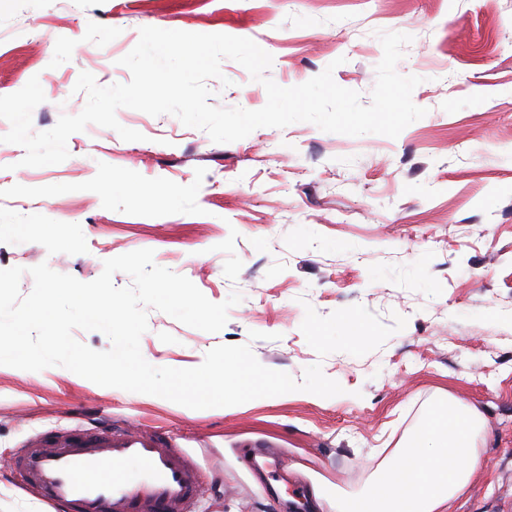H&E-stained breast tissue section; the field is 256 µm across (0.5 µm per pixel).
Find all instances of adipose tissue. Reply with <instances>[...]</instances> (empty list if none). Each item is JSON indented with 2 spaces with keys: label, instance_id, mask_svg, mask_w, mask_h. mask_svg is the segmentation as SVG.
Listing matches in <instances>:
<instances>
[{
  "label": "adipose tissue",
  "instance_id": "ef3b65f1",
  "mask_svg": "<svg viewBox=\"0 0 512 512\" xmlns=\"http://www.w3.org/2000/svg\"><path fill=\"white\" fill-rule=\"evenodd\" d=\"M479 416L464 401L426 412L403 447L395 449L362 497L312 492L316 512H451L467 489L479 457Z\"/></svg>",
  "mask_w": 512,
  "mask_h": 512
}]
</instances>
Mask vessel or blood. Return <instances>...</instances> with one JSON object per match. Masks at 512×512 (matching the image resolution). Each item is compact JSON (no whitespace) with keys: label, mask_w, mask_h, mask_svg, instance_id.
Wrapping results in <instances>:
<instances>
[{"label":"vessel or blood","mask_w":512,"mask_h":512,"mask_svg":"<svg viewBox=\"0 0 512 512\" xmlns=\"http://www.w3.org/2000/svg\"><path fill=\"white\" fill-rule=\"evenodd\" d=\"M16 467L27 488L69 512H197L202 495L194 460L165 434L112 423L36 434Z\"/></svg>","instance_id":"vessel-or-blood-1"}]
</instances>
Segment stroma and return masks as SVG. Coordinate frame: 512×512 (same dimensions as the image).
I'll use <instances>...</instances> for the list:
<instances>
[{
	"mask_svg": "<svg viewBox=\"0 0 512 512\" xmlns=\"http://www.w3.org/2000/svg\"><path fill=\"white\" fill-rule=\"evenodd\" d=\"M143 27L249 38L283 87L326 67L370 104L379 35H410L396 66L420 77L426 114L398 137L308 122L214 143L175 116L120 108L125 141L94 124L62 163L0 169V269L45 263L82 282L140 249L210 301L232 292L209 333L148 310L142 354L193 368L249 345L302 380L320 364L343 392L304 391L193 410L92 387L70 370L0 368V512H53L14 461L38 431L158 428L200 466L201 512H309L314 484L367 490L393 448L454 396L483 422L479 466L453 512H512V0H0V96L31 77L55 90L32 113L51 129L78 114L80 72L126 83L119 60ZM209 79L218 107L262 108L238 63Z\"/></svg>",
	"mask_w": 512,
	"mask_h": 512,
	"instance_id": "1",
	"label": "stroma"
}]
</instances>
